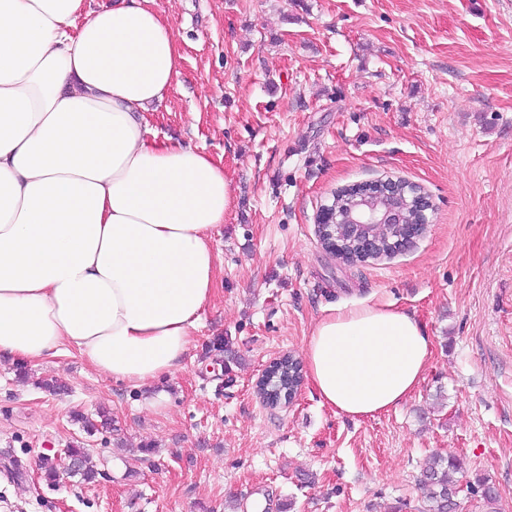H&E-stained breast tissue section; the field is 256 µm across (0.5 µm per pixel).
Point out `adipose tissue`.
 Masks as SVG:
<instances>
[{"label":"adipose tissue","instance_id":"ef3b65f1","mask_svg":"<svg viewBox=\"0 0 512 512\" xmlns=\"http://www.w3.org/2000/svg\"><path fill=\"white\" fill-rule=\"evenodd\" d=\"M151 0H0V359L71 348L141 387L182 368L233 201L220 162L157 138L178 74ZM432 342L386 306L333 308L305 346L323 404L362 419L423 379Z\"/></svg>","mask_w":512,"mask_h":512}]
</instances>
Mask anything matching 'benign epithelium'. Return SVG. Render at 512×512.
Masks as SVG:
<instances>
[{
    "mask_svg": "<svg viewBox=\"0 0 512 512\" xmlns=\"http://www.w3.org/2000/svg\"><path fill=\"white\" fill-rule=\"evenodd\" d=\"M361 187L360 199L346 216L339 217L332 206L323 207L317 214L316 223L323 246L336 258L361 262L373 258L378 249L374 237V228L378 225H389V244L395 250L425 233L429 224L428 211L432 210L429 200H422L419 216L410 220L404 210L393 203L379 205V201L398 193L399 180L363 183Z\"/></svg>",
    "mask_w": 512,
    "mask_h": 512,
    "instance_id": "1",
    "label": "benign epithelium"
}]
</instances>
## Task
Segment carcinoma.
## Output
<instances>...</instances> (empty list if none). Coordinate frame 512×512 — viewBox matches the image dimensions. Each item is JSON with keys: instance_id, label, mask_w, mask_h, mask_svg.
<instances>
[{"instance_id": "1", "label": "carcinoma", "mask_w": 512, "mask_h": 512, "mask_svg": "<svg viewBox=\"0 0 512 512\" xmlns=\"http://www.w3.org/2000/svg\"><path fill=\"white\" fill-rule=\"evenodd\" d=\"M302 369L301 362L296 359H285L279 366L276 373V383L269 386V389L262 390L266 399L272 401L280 392L286 391L288 377ZM70 453L76 461L75 468L70 476H79L83 480H90L95 477V472L90 466L89 453L85 448L73 446L69 448ZM464 470L459 460L454 456H443L438 453L432 454L422 470L420 479L424 491L426 508L423 512H454L455 498L461 485H466L472 492H481L483 500L489 509H495L496 494L493 488L484 481H478V485L471 482H463Z\"/></svg>"}]
</instances>
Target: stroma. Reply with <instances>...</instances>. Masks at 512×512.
Segmentation results:
<instances>
[{"instance_id":"obj_1","label":"stroma","mask_w":512,"mask_h":512,"mask_svg":"<svg viewBox=\"0 0 512 512\" xmlns=\"http://www.w3.org/2000/svg\"><path fill=\"white\" fill-rule=\"evenodd\" d=\"M179 76L147 115L224 165L234 202L195 348L148 387L73 353L0 361V512H422L433 453L512 512V0H158ZM403 178L431 203L405 250L345 262L316 216L337 188ZM385 305L433 341L400 406L354 420L310 382H257L303 357L327 309ZM64 385L56 394L43 381ZM110 412L87 434L76 414ZM98 474L48 485L42 457ZM299 370H302L301 362L296 359L295 357H292V359L285 358L278 366V371L276 373V383L271 384L268 389L266 390L262 389V394L268 399L269 401L275 400L276 395H278V391L284 392L286 391V386L288 384V376L294 375V373H297Z\"/></svg>"}]
</instances>
